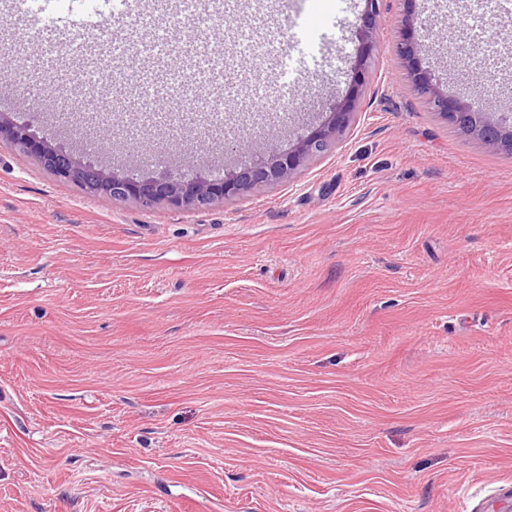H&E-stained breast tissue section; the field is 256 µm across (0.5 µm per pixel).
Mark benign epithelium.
Here are the masks:
<instances>
[{"mask_svg": "<svg viewBox=\"0 0 512 512\" xmlns=\"http://www.w3.org/2000/svg\"><path fill=\"white\" fill-rule=\"evenodd\" d=\"M365 2L364 12L353 23L362 43L358 60L360 85L365 82L373 56L380 0ZM404 27L407 33L397 44L396 55L411 70L414 91L446 123L478 139L489 151L512 154V117H496L491 112L475 109L448 97L416 65L422 44L415 37L410 18H405ZM356 112L357 97L353 95L337 105L324 123L298 140L288 153L282 154L276 147L269 146V159L240 166L227 175L216 173L208 178H138L119 166L102 168L81 162L50 140L36 136L30 124L18 122L5 113H0V144H7L33 156L58 180L75 183L98 196L132 200L145 209L167 204L179 209L203 211L255 190L293 181L302 166L319 158L346 133L354 122Z\"/></svg>", "mask_w": 512, "mask_h": 512, "instance_id": "7a95c632", "label": "benign epithelium"}]
</instances>
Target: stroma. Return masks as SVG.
Instances as JSON below:
<instances>
[{
	"label": "stroma",
	"instance_id": "35a3bbf8",
	"mask_svg": "<svg viewBox=\"0 0 512 512\" xmlns=\"http://www.w3.org/2000/svg\"><path fill=\"white\" fill-rule=\"evenodd\" d=\"M47 0L6 111L85 162L144 177L288 151L352 89L358 112L294 182L198 212L87 195L0 144V512H471L512 483V155L446 125L395 45L449 96L512 114V5L382 0L356 87L364 0L214 11L153 5L104 52L96 104L57 65ZM181 36L152 95L144 41ZM51 76L52 105L33 92ZM248 139L238 152L231 144Z\"/></svg>",
	"mask_w": 512,
	"mask_h": 512
}]
</instances>
